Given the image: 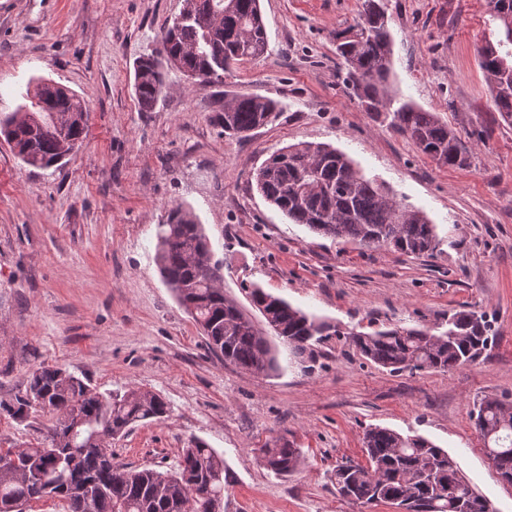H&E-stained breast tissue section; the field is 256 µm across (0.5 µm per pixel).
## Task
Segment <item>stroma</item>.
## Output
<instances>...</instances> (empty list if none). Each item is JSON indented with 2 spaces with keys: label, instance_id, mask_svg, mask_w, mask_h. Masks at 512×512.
<instances>
[{
  "label": "stroma",
  "instance_id": "1",
  "mask_svg": "<svg viewBox=\"0 0 512 512\" xmlns=\"http://www.w3.org/2000/svg\"><path fill=\"white\" fill-rule=\"evenodd\" d=\"M363 0H260L268 50L238 62L223 85L166 68L153 111H140L137 61L154 53L182 0H0V113L27 85L50 79L86 102L82 144L65 164H25L0 139V403L21 396L40 365L100 391L145 389L170 405L116 438L118 461L177 467L199 439L224 458V512H362L330 480L364 461L366 429L421 436L457 462L494 512H512V485L489 459L471 417L486 396L512 401V122L496 111L478 50L496 37L488 0H383L393 39L388 92L459 129L469 166L440 167L358 106L335 34ZM279 102L245 139L225 136V94ZM483 138L471 137V130ZM331 145L436 226L433 255L362 248L292 223L250 183L273 152ZM180 205L223 262L224 294L251 311L260 286L341 331L417 327L471 308L495 343L447 372L393 375L343 339L318 346L313 367L279 340L280 368L224 362L155 264L156 230ZM283 437L304 465L281 479L255 455Z\"/></svg>",
  "mask_w": 512,
  "mask_h": 512
}]
</instances>
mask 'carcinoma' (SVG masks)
<instances>
[{
    "mask_svg": "<svg viewBox=\"0 0 512 512\" xmlns=\"http://www.w3.org/2000/svg\"><path fill=\"white\" fill-rule=\"evenodd\" d=\"M499 35L479 51V65L494 94L500 116L512 120V0H489ZM182 24L163 30L159 54L194 82L219 85L231 65L258 59L268 37L259 0H183ZM392 40L378 0H363L355 24L336 33V55L361 109L410 139L437 165L464 167L470 155L458 131L410 102L394 106L387 85ZM157 54V55H159ZM157 55L140 58L134 90L143 112L156 107L164 89ZM17 111L0 116V136L20 159L49 168L64 158L61 144L82 139L77 114L85 102L48 80L22 94ZM269 98L224 97L218 123L224 134L246 138L276 118ZM258 192L296 224L312 232L349 239L362 247L388 245L408 256L431 255L439 240L435 225L421 211L398 202L353 161L321 143L290 145L271 154L254 174ZM156 262L165 283L192 316L209 348L224 361L268 375L279 362L268 340L273 333L296 358L316 361V345L341 332L285 299L259 287L252 305L264 318L259 328L221 287L222 263L196 217L180 206L158 225ZM491 326L475 310L455 311L435 327L374 328L346 333L367 360L392 373L449 371L476 362L493 343ZM0 410L23 424L37 412L54 414L49 443L0 448V512H26L32 503L58 499L66 512H223L228 471L224 457L193 440L176 470L136 468L115 461L110 440L145 420L160 421L170 407L151 391L102 393L57 366L42 365L26 381L16 403ZM475 425L501 479L512 484V402L484 397L475 407ZM366 463L347 459L336 465L332 481L349 502L370 508L385 503L405 512H493L486 499L457 490L459 466L443 449L418 436L383 427L363 437ZM260 464L277 477L293 474L303 451L284 437L255 449Z\"/></svg>",
    "mask_w": 512,
    "mask_h": 512,
    "instance_id": "1",
    "label": "carcinoma"
}]
</instances>
